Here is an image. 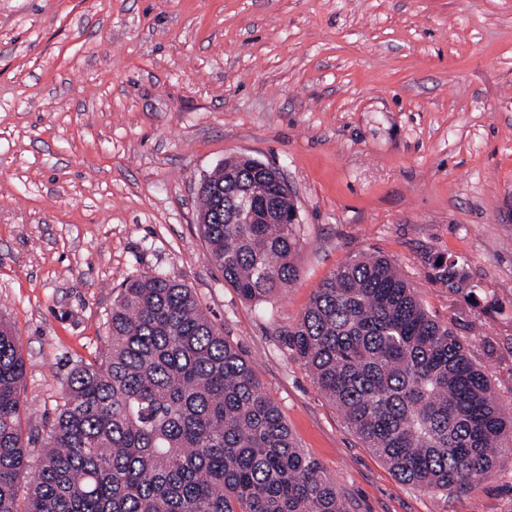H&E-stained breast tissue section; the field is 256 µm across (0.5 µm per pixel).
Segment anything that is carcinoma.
<instances>
[{"mask_svg":"<svg viewBox=\"0 0 512 512\" xmlns=\"http://www.w3.org/2000/svg\"><path fill=\"white\" fill-rule=\"evenodd\" d=\"M197 220L224 282L263 303L298 275L292 200L260 162L227 159L204 178ZM259 186L265 224H235L234 201ZM436 276L477 296L455 261ZM99 367L77 365L40 443L25 499V362L0 321V512H345L336 486L297 446L248 362L162 274L126 279ZM363 447L405 484L463 491L512 451V416L455 332L383 256L334 270L285 333Z\"/></svg>","mask_w":512,"mask_h":512,"instance_id":"1","label":"carcinoma"}]
</instances>
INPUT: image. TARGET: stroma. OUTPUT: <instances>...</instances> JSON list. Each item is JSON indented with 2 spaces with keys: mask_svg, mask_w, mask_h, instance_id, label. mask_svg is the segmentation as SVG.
<instances>
[{
  "mask_svg": "<svg viewBox=\"0 0 512 512\" xmlns=\"http://www.w3.org/2000/svg\"><path fill=\"white\" fill-rule=\"evenodd\" d=\"M283 173L297 278L257 305L208 260L198 190L224 159ZM390 259L512 414V0H0V319L43 437L99 365L120 283L192 288L347 512H512V455L412 488L286 346L322 281ZM464 265L478 300L449 293ZM436 270V276L448 288L449 292L464 294L468 298H471V296L475 298L477 296L476 286L470 283L458 262L451 261L445 263V266H439Z\"/></svg>",
  "mask_w": 512,
  "mask_h": 512,
  "instance_id": "35a3bbf8",
  "label": "stroma"
}]
</instances>
